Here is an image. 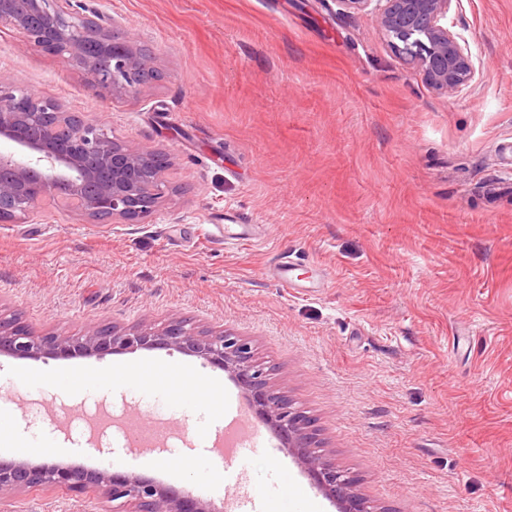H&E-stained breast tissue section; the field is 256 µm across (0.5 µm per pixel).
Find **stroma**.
<instances>
[{
	"label": "stroma",
	"mask_w": 512,
	"mask_h": 512,
	"mask_svg": "<svg viewBox=\"0 0 512 512\" xmlns=\"http://www.w3.org/2000/svg\"><path fill=\"white\" fill-rule=\"evenodd\" d=\"M136 35L156 77L103 94L83 72L0 26V83L103 117L110 137L166 151L172 188L138 224L93 223L43 198L0 222V316L34 333L97 323L248 338L269 382L315 421L323 450L385 512H512V0H453L444 20L475 76L432 88L374 14L339 0H84ZM228 224L258 241L225 247ZM323 288L288 290L280 254ZM162 361L227 373L165 349L104 358L0 354L24 432L55 461L119 466L245 512L256 481L225 493L178 469L210 457L168 420L182 396L75 389L87 366ZM70 381L53 385L47 374ZM0 512H112L90 494L0 495Z\"/></svg>",
	"instance_id": "35a3bbf8"
}]
</instances>
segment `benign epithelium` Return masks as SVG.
I'll list each match as a JSON object with an SVG mask.
<instances>
[{
	"label": "benign epithelium",
	"mask_w": 512,
	"mask_h": 512,
	"mask_svg": "<svg viewBox=\"0 0 512 512\" xmlns=\"http://www.w3.org/2000/svg\"><path fill=\"white\" fill-rule=\"evenodd\" d=\"M340 2L354 13H376L394 50L420 68L432 87L459 92L472 81L468 42L441 23L452 0ZM3 23L44 52L64 58L113 96L134 95L151 79L149 60L137 39L114 38L104 17L87 13L82 0H0ZM2 141L13 150L0 152V220L33 213L39 199L49 195L97 223L138 224L159 207L167 191V152L119 142L99 120L68 112L20 86L0 84ZM155 348L195 356L227 372L313 486L338 505V512H372L355 489V477L320 449L311 420L286 392L267 382L246 339L224 330L202 333L182 318H172L161 328L122 330L104 324L82 336L37 335L19 317L0 319V353L17 359L104 357ZM56 489L119 500L123 512H221L210 500L136 473L0 458V495Z\"/></svg>",
	"instance_id": "7a95c632"
}]
</instances>
